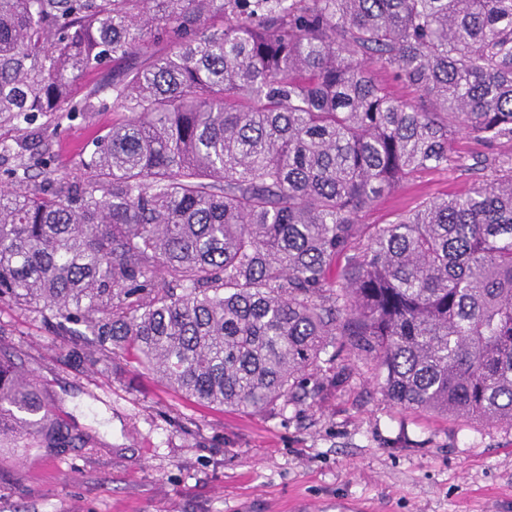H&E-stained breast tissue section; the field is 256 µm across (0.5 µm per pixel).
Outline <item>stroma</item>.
<instances>
[{"label":"stroma","instance_id":"1","mask_svg":"<svg viewBox=\"0 0 512 512\" xmlns=\"http://www.w3.org/2000/svg\"><path fill=\"white\" fill-rule=\"evenodd\" d=\"M112 115L62 123L54 165ZM475 176L430 170L361 213L384 224ZM0 354L33 377L78 441L0 452V512H512V427L397 407L365 356L343 351L320 392L281 414L212 409L123 354L94 360L50 312L0 299Z\"/></svg>","mask_w":512,"mask_h":512}]
</instances>
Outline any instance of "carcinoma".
Wrapping results in <instances>:
<instances>
[{"label": "carcinoma", "instance_id": "carcinoma-1", "mask_svg": "<svg viewBox=\"0 0 512 512\" xmlns=\"http://www.w3.org/2000/svg\"><path fill=\"white\" fill-rule=\"evenodd\" d=\"M95 112L71 178L54 135ZM23 124L0 298L85 326L91 355L262 413L349 348L395 405L512 423V158L453 148L456 126L512 142V0H0V126ZM450 163L494 175L358 223ZM70 442L0 357V445Z\"/></svg>", "mask_w": 512, "mask_h": 512}]
</instances>
